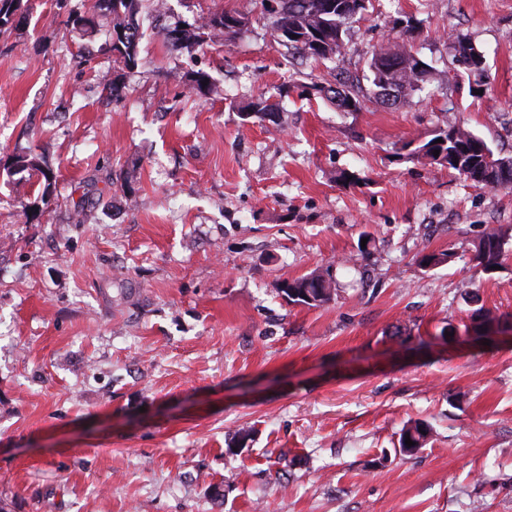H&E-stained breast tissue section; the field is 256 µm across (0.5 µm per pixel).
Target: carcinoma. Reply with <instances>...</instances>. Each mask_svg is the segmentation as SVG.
Masks as SVG:
<instances>
[{"instance_id":"cac0c4a2","label":"carcinoma","mask_w":512,"mask_h":512,"mask_svg":"<svg viewBox=\"0 0 512 512\" xmlns=\"http://www.w3.org/2000/svg\"><path fill=\"white\" fill-rule=\"evenodd\" d=\"M22 0H0V31L9 30L26 21ZM274 13L275 31L288 30L291 37L285 42L288 49L305 60L316 63L325 61L335 64L343 61L349 24L362 17L367 6L359 0H276ZM143 8V0H93L90 12L97 14L112 25V33L123 39L112 45L114 62L125 69L138 66L140 24L137 19ZM402 24L398 37L387 39L377 45L368 60L371 82L369 96L361 95V89L349 78L336 74V86L321 88L326 98L336 102L345 112H356L368 100L383 105L387 91L394 92V102H408L423 92L433 82L426 72L416 69L413 47L410 40L417 32V21L412 16L395 19ZM245 26L244 17L224 12L210 14L201 21L184 27L166 28L161 32L165 43L174 50H192L202 47L212 34L219 32L225 40L235 38ZM453 63L465 72L474 65L471 58L476 46L467 35L456 32L450 36ZM273 107L263 97L253 100L246 115L261 121L271 117ZM442 142H437V139ZM409 155L432 164L446 166L457 172L467 170L473 182L496 190H512V156L494 153L487 142L461 123L447 124L435 130L427 141L413 140L404 144ZM439 151L434 155L433 151ZM13 175L38 170L39 158L31 151L15 155L9 164ZM512 245L511 227L485 229L475 246L476 260L484 271L500 266L508 258ZM282 293L293 304L320 307L330 303L336 295L335 282L329 272L315 270L312 273L284 283ZM428 427L416 422L403 430L400 446L405 440L422 447L428 437Z\"/></svg>"}]
</instances>
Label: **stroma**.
<instances>
[{"instance_id": "stroma-1", "label": "stroma", "mask_w": 512, "mask_h": 512, "mask_svg": "<svg viewBox=\"0 0 512 512\" xmlns=\"http://www.w3.org/2000/svg\"><path fill=\"white\" fill-rule=\"evenodd\" d=\"M90 2L23 0L0 34V512H512V258L473 261L512 193L404 147L461 121L512 155V0H370L345 62L362 90L404 13L446 81L357 112L261 0L146 7L132 70L105 19L66 26ZM223 10L248 20L232 42L160 34ZM452 30L485 78L456 77ZM260 96L276 122L246 117ZM29 150L41 170L10 175ZM316 269L334 299L288 303Z\"/></svg>"}]
</instances>
